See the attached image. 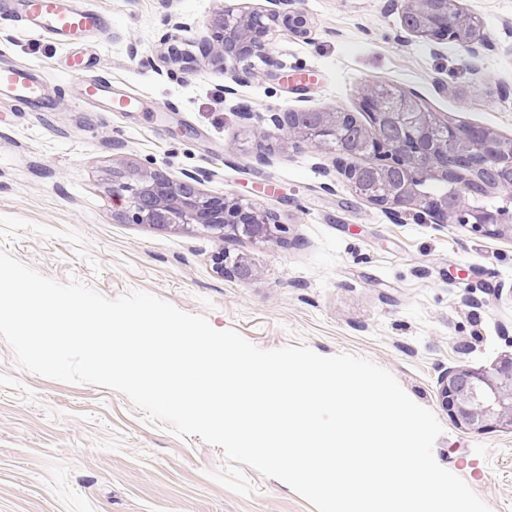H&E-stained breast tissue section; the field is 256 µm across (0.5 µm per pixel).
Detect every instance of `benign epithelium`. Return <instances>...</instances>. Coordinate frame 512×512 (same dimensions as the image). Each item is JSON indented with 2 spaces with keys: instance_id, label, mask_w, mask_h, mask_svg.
I'll list each match as a JSON object with an SVG mask.
<instances>
[{
  "instance_id": "1",
  "label": "benign epithelium",
  "mask_w": 512,
  "mask_h": 512,
  "mask_svg": "<svg viewBox=\"0 0 512 512\" xmlns=\"http://www.w3.org/2000/svg\"><path fill=\"white\" fill-rule=\"evenodd\" d=\"M458 0H404L401 26L413 37L440 42L454 40L467 47L468 66L478 74L479 47L484 38L476 18L457 6ZM269 13H215L207 25L216 30L214 62L227 60L250 66L252 59L280 67L264 37L269 23L282 21L293 34L307 35V20L294 7L296 0H269ZM166 59L186 64L192 56L179 48L177 36L165 42ZM372 130L360 141L345 139L355 123L347 112L296 109L272 111L267 117L286 133L284 149L334 144L335 171L358 190L361 198L381 207L397 220L416 212L431 224H463L482 236L512 241V141L488 128L452 124L426 108L420 97L386 84L364 95ZM373 155L376 162L356 165L352 159ZM448 184L447 194L429 197L423 186ZM188 176L176 179L162 171L142 174L137 184L112 181V197L132 211L136 224L157 228H201L221 240L247 237L269 241L282 226L275 216L255 204L201 192ZM221 270L249 282L257 270L251 259L237 256ZM442 403L460 424L473 430L499 427L512 432V356L488 369L448 370L440 379Z\"/></svg>"
}]
</instances>
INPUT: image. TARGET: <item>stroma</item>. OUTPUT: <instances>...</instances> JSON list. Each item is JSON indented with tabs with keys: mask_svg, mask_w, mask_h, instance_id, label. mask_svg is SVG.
<instances>
[{
	"mask_svg": "<svg viewBox=\"0 0 512 512\" xmlns=\"http://www.w3.org/2000/svg\"><path fill=\"white\" fill-rule=\"evenodd\" d=\"M104 32L74 44L29 32L0 0V67L38 69L43 95L0 102V248L54 281H80L109 298L146 291L234 329L262 349L305 346L350 354L389 371L444 432L433 455L490 512H512V433L460 425L439 402L449 369H484L512 354V241L460 224L391 219L326 174L333 150L283 148L266 110L349 112L362 125L367 85L417 93L452 123L512 137V0H461L490 45L475 79L462 45L407 35L388 0H298L308 33L280 24L267 40L283 69L262 60L234 79V62L200 58L207 20L267 0H84ZM190 69L169 68L164 39L176 23ZM89 57V78L134 95V112L75 99L65 71ZM248 104L253 120L235 107ZM265 162H258L257 153ZM160 168L199 176L210 195L273 212L285 242L221 241L196 229L133 223L112 200V175ZM247 254L243 283L217 267ZM222 447L175 437L124 394L21 369L0 338V512H317L284 483L253 469L240 496L212 478Z\"/></svg>",
	"mask_w": 512,
	"mask_h": 512,
	"instance_id": "1",
	"label": "stroma"
}]
</instances>
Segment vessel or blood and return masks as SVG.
<instances>
[{"mask_svg":"<svg viewBox=\"0 0 512 512\" xmlns=\"http://www.w3.org/2000/svg\"><path fill=\"white\" fill-rule=\"evenodd\" d=\"M19 20L31 31L64 40L84 39L103 27L100 11L83 7L76 0H23ZM87 64L82 57L70 60V73L74 79L72 89L77 97L95 103L102 96H109L107 79H84ZM41 96V85L30 67L11 66L0 68V98L29 103ZM109 109L113 112H133L138 107L136 98L129 95L109 96Z\"/></svg>","mask_w":512,"mask_h":512,"instance_id":"1","label":"vessel or blood"}]
</instances>
